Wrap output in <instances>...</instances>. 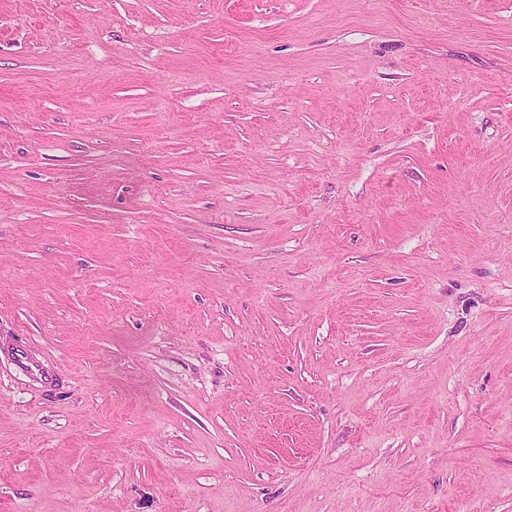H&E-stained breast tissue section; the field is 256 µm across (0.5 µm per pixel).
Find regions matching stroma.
<instances>
[{
    "label": "stroma",
    "mask_w": 512,
    "mask_h": 512,
    "mask_svg": "<svg viewBox=\"0 0 512 512\" xmlns=\"http://www.w3.org/2000/svg\"><path fill=\"white\" fill-rule=\"evenodd\" d=\"M0 512H512V0H0Z\"/></svg>",
    "instance_id": "stroma-1"
}]
</instances>
